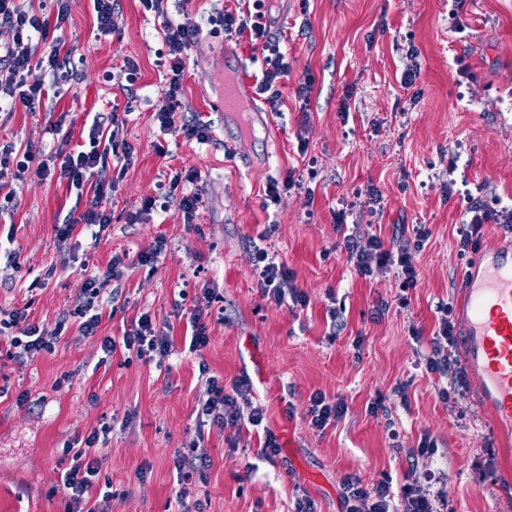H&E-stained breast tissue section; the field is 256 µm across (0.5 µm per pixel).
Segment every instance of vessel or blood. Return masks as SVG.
<instances>
[{"mask_svg":"<svg viewBox=\"0 0 512 512\" xmlns=\"http://www.w3.org/2000/svg\"><path fill=\"white\" fill-rule=\"evenodd\" d=\"M230 74L208 103L217 112L247 111L251 133L269 134L267 113L256 104L243 63L225 49ZM465 340L461 346L466 367L478 384V400L497 429H512V243L481 250L463 274L457 298Z\"/></svg>","mask_w":512,"mask_h":512,"instance_id":"1","label":"vessel or blood"}]
</instances>
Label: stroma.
I'll list each match as a JSON object with an SVG mask.
<instances>
[{"label":"stroma","instance_id":"obj_1","mask_svg":"<svg viewBox=\"0 0 512 512\" xmlns=\"http://www.w3.org/2000/svg\"><path fill=\"white\" fill-rule=\"evenodd\" d=\"M252 6L163 4L166 18L201 27L215 11ZM163 19L141 0H119L104 37L90 0H72L60 33L73 56L71 89L34 112L0 111V148L47 151L64 138L81 143L91 113L136 96L122 132L132 163L122 174L111 167L97 174L114 185L112 223L100 243L80 225L58 241L56 224L86 204L62 179L13 181L16 205L0 213V310L27 308L28 323L49 333L65 325L51 350L21 358L10 357L0 335V512H64L59 477L68 449L107 424L90 497H107L108 512H175L176 454L199 436L210 465L188 507L291 512L306 496L317 512H341L345 475L402 485L406 451L425 433L436 448L419 457L416 471L442 474L435 490L447 512H512V435L494 433L473 376L443 400L436 376L416 364L431 350L438 302H455L462 284L457 228L469 197L512 205V0H280L267 27L289 64L280 111L270 116L276 149L267 151L260 137L239 141V154L257 162L251 169L226 153L224 138L236 129L200 91L223 81L215 57L227 45L246 76L259 73L262 42L206 36L192 47L181 101L185 115L211 125L202 145L162 131L152 117L167 89L157 65ZM130 60L138 66L132 82ZM412 67L419 75L407 88L402 77ZM308 76L304 101L298 89ZM181 170L199 175L184 187L203 200L195 223L180 221L174 201L168 212L139 215L142 200ZM290 175L303 188L265 204L267 184ZM372 188L379 211L353 204L354 191ZM418 224L430 235L413 254L417 284L406 292L391 271L362 279L340 249L347 235L396 247L413 240ZM159 246L157 265L126 269L113 310L96 333L83 334L73 311L86 279L103 274L113 255ZM259 246L286 264L305 307L262 299L253 274ZM209 288L216 300H208ZM196 305L209 308V342L192 353L184 334ZM145 311L174 338L168 365L101 347ZM243 375L282 448L276 459L263 455L256 432L198 423L211 378L228 387ZM318 391L346 404L343 419L322 433L304 417ZM378 398L388 412L374 416L367 405Z\"/></svg>","mask_w":512,"mask_h":512}]
</instances>
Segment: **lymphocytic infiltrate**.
<instances>
[{"instance_id": "f902f5d3", "label": "lymphocytic infiltrate", "mask_w": 512, "mask_h": 512, "mask_svg": "<svg viewBox=\"0 0 512 512\" xmlns=\"http://www.w3.org/2000/svg\"><path fill=\"white\" fill-rule=\"evenodd\" d=\"M70 13V0H50L49 12L35 13L21 8L17 0H0V101L20 103L29 110L39 108L49 96L50 88H64L69 85L73 72L68 55L62 54L59 40L49 37L51 26H62ZM211 34L224 35L225 39L249 37L263 41L267 54L264 68L256 81L257 94L263 95L271 111H279L281 94L278 83L288 75V61L279 43L269 39L265 27L248 12L224 11L210 16ZM163 45L167 64L168 88L153 118L165 131H180L187 140L200 144L209 138V126L198 118L180 121L178 109L183 94L185 58L202 34L199 27L173 20H165L163 25ZM41 57L50 69L54 85H46L43 80L33 78L34 57ZM126 122L119 105H112L110 111L95 113L83 144L72 149H57L52 156H44L42 151L25 149L20 155L11 150L0 152V189L6 204H13L14 197L6 193L9 181L23 179L26 173L35 172L47 178L53 175L64 179L68 186L77 191H89L87 206L78 218H67L56 225L59 239L71 237L77 224H84L93 238H101L112 222V212L108 207L112 187L104 182L94 181L95 172L106 168L109 162L129 165L133 150L118 137L119 129ZM512 223V208L500 206L498 199H474L466 207L459 229L458 254L476 252L479 246L483 224ZM429 236L425 226L415 230L413 245H401L397 249L384 248L378 238L361 241L355 237H344L342 251L348 262L353 264L361 277L373 276L376 271L389 267L396 268L402 288L415 287L417 270L413 263L412 250L422 247ZM126 262L123 256H113L103 277L86 280L82 300L76 313L82 319L80 328L84 334H93L98 327L104 310L115 301L116 292L107 291L108 280H118L124 274ZM254 273L262 298L278 306L304 305L306 296L295 284L293 275L284 263L276 261L267 249H257ZM438 328L432 339L433 347L425 358V369L438 378L448 380L449 385L440 389V396H448L449 386L461 384L463 371L452 358L457 345L453 307L439 303ZM25 310L11 311L7 318H0V330L23 327V336L10 339V346L20 354L40 350H51L54 336L40 331L39 327L27 324ZM135 351L144 362L165 359L174 351L170 336L158 329L149 313H142L134 325L126 330L121 339L104 337L103 350L113 353L117 347ZM252 386L247 377H238L231 390H224L219 383H212L211 394L201 406L202 416L208 417L215 425L223 428L241 429L258 427L264 420L262 409L250 407ZM100 439L98 431H91L83 440L84 446L74 452L72 465L64 473L62 483L69 494L68 512H108L107 508H87L85 496L99 473L100 461L93 449ZM437 481L436 474L424 473L412 483L403 485L400 492H393L391 480L384 479L376 484L364 485L353 474L342 480L343 512H439L440 505L432 487Z\"/></svg>"}]
</instances>
